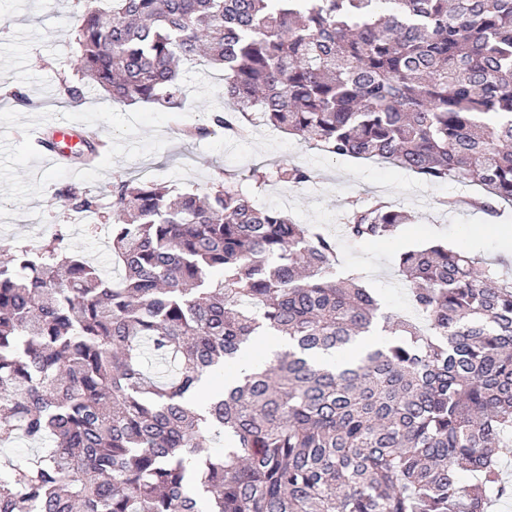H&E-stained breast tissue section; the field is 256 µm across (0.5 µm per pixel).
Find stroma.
<instances>
[{
    "instance_id": "obj_1",
    "label": "stroma",
    "mask_w": 512,
    "mask_h": 512,
    "mask_svg": "<svg viewBox=\"0 0 512 512\" xmlns=\"http://www.w3.org/2000/svg\"><path fill=\"white\" fill-rule=\"evenodd\" d=\"M76 0H61L46 11L42 0H0V84L23 93L27 110L0 99V245L16 250L57 241L61 250L121 269L109 248L112 232V182L117 177L148 175L150 181L176 191L204 194L225 173L240 175V188L261 208L288 213L297 223L336 237L340 269H358L365 286L390 315L412 309L398 276V256L405 250L442 242L512 270V206L500 205L493 220L478 209L448 208L451 198L468 196L472 187L458 182L428 183L411 172L374 160L329 157L316 148L267 126L252 138L234 141L218 134L185 139L184 128L205 124L209 112L224 105L221 71L199 61L185 65V95L179 108L155 104L124 105L103 91L88 88L69 98L63 78L79 81L75 41ZM62 118L112 140L111 151L90 163L50 165L30 147L38 123ZM300 163L310 182L299 188L272 184L254 188L246 175L259 164ZM76 186L96 197L100 211L92 221L78 222L64 206L59 190ZM380 197L406 211L408 224L391 238L355 241L340 230L349 201Z\"/></svg>"
}]
</instances>
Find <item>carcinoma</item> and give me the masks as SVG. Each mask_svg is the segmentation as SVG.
<instances>
[{
    "label": "carcinoma",
    "instance_id": "1",
    "mask_svg": "<svg viewBox=\"0 0 512 512\" xmlns=\"http://www.w3.org/2000/svg\"><path fill=\"white\" fill-rule=\"evenodd\" d=\"M100 2L78 0L79 71L116 101L177 108L180 66L203 59L225 107L198 137L261 120L512 205V0ZM61 198L98 209L76 187ZM112 214L117 280L53 241L0 264V449L37 446L0 454V512H485L512 496V279L446 245L404 252L425 332L337 271L334 239L228 179L170 201L120 178ZM407 220L351 201L343 231ZM256 336L294 350L224 383ZM364 336L359 358L307 359Z\"/></svg>",
    "mask_w": 512,
    "mask_h": 512
}]
</instances>
